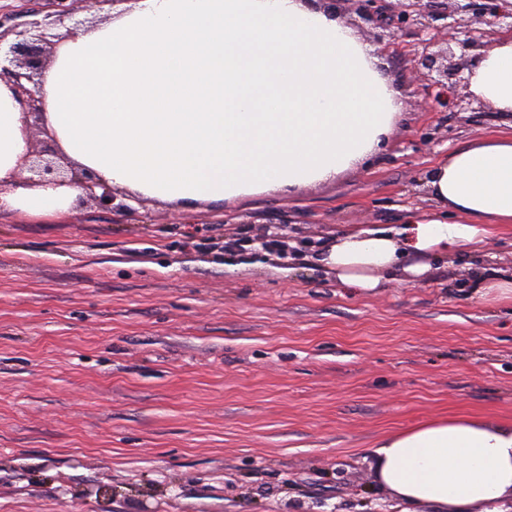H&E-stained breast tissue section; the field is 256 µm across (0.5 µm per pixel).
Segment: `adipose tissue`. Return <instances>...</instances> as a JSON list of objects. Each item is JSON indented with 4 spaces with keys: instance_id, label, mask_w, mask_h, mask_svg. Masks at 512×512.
<instances>
[{
    "instance_id": "adipose-tissue-1",
    "label": "adipose tissue",
    "mask_w": 512,
    "mask_h": 512,
    "mask_svg": "<svg viewBox=\"0 0 512 512\" xmlns=\"http://www.w3.org/2000/svg\"><path fill=\"white\" fill-rule=\"evenodd\" d=\"M470 90L512 112V36L482 49ZM60 152L101 182L171 203L308 187L373 154L396 126L400 90L373 48L308 0H130L67 40L37 86ZM32 148L0 79V210L65 218L79 185H17ZM432 212L400 229L339 234L319 262L358 294L387 273L426 274L490 227L512 224V130L480 134L438 160ZM375 479L403 512H503L512 499V421H427L371 450Z\"/></svg>"
}]
</instances>
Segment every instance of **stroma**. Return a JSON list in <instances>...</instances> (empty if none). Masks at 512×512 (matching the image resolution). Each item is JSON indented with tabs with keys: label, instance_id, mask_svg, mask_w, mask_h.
<instances>
[{
	"label": "stroma",
	"instance_id": "1",
	"mask_svg": "<svg viewBox=\"0 0 512 512\" xmlns=\"http://www.w3.org/2000/svg\"><path fill=\"white\" fill-rule=\"evenodd\" d=\"M55 13L0 0V42ZM416 43L404 31L379 56L397 126L314 185L0 211V512H396L374 481L379 438L512 420V305L469 292L476 263L512 268L511 228L367 295L318 261L346 228L430 210L434 162L512 127L424 111Z\"/></svg>",
	"mask_w": 512,
	"mask_h": 512
}]
</instances>
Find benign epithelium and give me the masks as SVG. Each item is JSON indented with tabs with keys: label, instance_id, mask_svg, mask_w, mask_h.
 Wrapping results in <instances>:
<instances>
[{
	"label": "benign epithelium",
	"instance_id": "obj_1",
	"mask_svg": "<svg viewBox=\"0 0 512 512\" xmlns=\"http://www.w3.org/2000/svg\"><path fill=\"white\" fill-rule=\"evenodd\" d=\"M324 7L333 17L351 15L367 26L381 42L408 29L418 36L414 53L425 98L423 108H451L454 112H488L490 108L469 89L476 51L488 47L496 36L512 35V0H308ZM48 23L34 20L16 32L0 64V76L8 75L23 105L26 123L42 113L34 76L45 67L44 49L59 39L46 32ZM31 173L28 182L78 184L86 198L101 205L113 204L112 189L84 171L65 174L38 150L22 160Z\"/></svg>",
	"mask_w": 512,
	"mask_h": 512
}]
</instances>
